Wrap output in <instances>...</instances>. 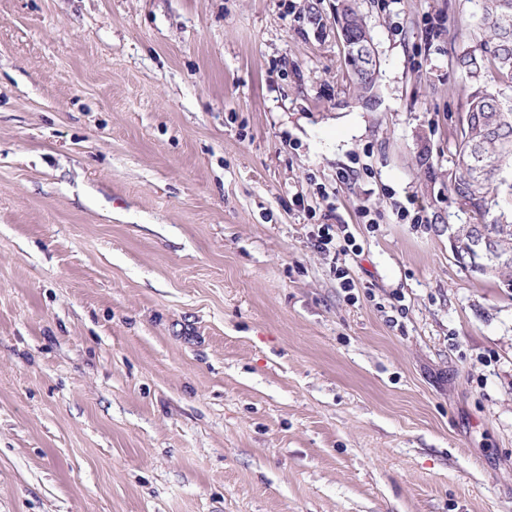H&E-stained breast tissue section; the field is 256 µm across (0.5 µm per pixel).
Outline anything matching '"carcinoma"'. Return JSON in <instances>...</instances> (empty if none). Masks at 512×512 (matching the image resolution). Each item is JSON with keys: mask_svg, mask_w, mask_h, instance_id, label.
I'll return each instance as SVG.
<instances>
[{"mask_svg": "<svg viewBox=\"0 0 512 512\" xmlns=\"http://www.w3.org/2000/svg\"><path fill=\"white\" fill-rule=\"evenodd\" d=\"M479 49L464 52L458 59L470 80V104L456 139L457 174L448 191L465 199L480 213L487 200L500 194L512 200V180L500 172L512 165V103L502 100L493 82L512 84V0H481ZM336 19L342 33L345 60L349 66L357 99L373 96L377 60L364 14L357 0H338ZM457 250L473 247L472 239H482L484 250L478 261L491 273L512 272V210L493 224H473L470 231L458 225Z\"/></svg>", "mask_w": 512, "mask_h": 512, "instance_id": "obj_1", "label": "carcinoma"}]
</instances>
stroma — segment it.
I'll use <instances>...</instances> for the list:
<instances>
[{
  "mask_svg": "<svg viewBox=\"0 0 512 512\" xmlns=\"http://www.w3.org/2000/svg\"><path fill=\"white\" fill-rule=\"evenodd\" d=\"M359 5L372 109L336 0H0V512H512V281L448 238L479 5ZM336 19L342 33L345 60L361 102L373 96L376 85L377 60L364 14L356 0H338ZM376 95L365 104L373 107ZM340 233L341 235L337 231H333L329 224H324L317 235L316 245L318 249L324 253H330L331 250H334L335 253L336 251H350L357 255L360 252V247L356 243L355 237L347 232V226L343 229L340 228Z\"/></svg>",
  "mask_w": 512,
  "mask_h": 512,
  "instance_id": "stroma-1",
  "label": "stroma"
}]
</instances>
